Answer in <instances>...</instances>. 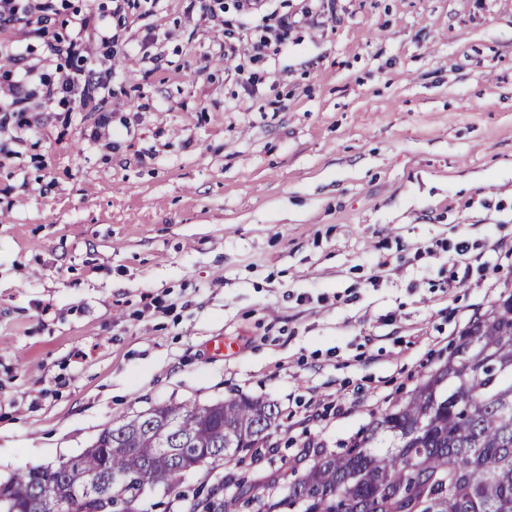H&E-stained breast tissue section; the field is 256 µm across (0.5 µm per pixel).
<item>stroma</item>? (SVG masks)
<instances>
[{
  "label": "stroma",
  "mask_w": 512,
  "mask_h": 512,
  "mask_svg": "<svg viewBox=\"0 0 512 512\" xmlns=\"http://www.w3.org/2000/svg\"><path fill=\"white\" fill-rule=\"evenodd\" d=\"M52 2L105 103L0 116V482L236 394L305 471L512 293V0Z\"/></svg>",
  "instance_id": "35a3bbf8"
}]
</instances>
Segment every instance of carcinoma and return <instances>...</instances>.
Instances as JSON below:
<instances>
[{"mask_svg": "<svg viewBox=\"0 0 512 512\" xmlns=\"http://www.w3.org/2000/svg\"><path fill=\"white\" fill-rule=\"evenodd\" d=\"M103 430L56 467L0 483V512H134L143 488L177 490L205 464L272 459L259 434L277 428L268 401L238 394L209 405L149 411ZM390 438L391 446L379 444ZM269 504L300 512H512V293L459 336L448 360L363 427L341 452L309 448ZM250 488L228 473L198 488L192 512H244Z\"/></svg>", "mask_w": 512, "mask_h": 512, "instance_id": "obj_1", "label": "carcinoma"}]
</instances>
